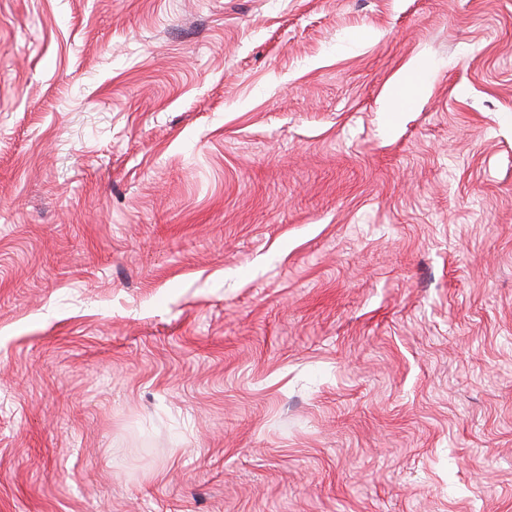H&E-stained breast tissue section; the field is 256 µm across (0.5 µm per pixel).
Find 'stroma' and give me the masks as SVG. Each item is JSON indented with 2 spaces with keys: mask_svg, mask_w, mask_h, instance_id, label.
I'll use <instances>...</instances> for the list:
<instances>
[{
  "mask_svg": "<svg viewBox=\"0 0 512 512\" xmlns=\"http://www.w3.org/2000/svg\"><path fill=\"white\" fill-rule=\"evenodd\" d=\"M0 512H512V0H0Z\"/></svg>",
  "mask_w": 512,
  "mask_h": 512,
  "instance_id": "1",
  "label": "stroma"
}]
</instances>
